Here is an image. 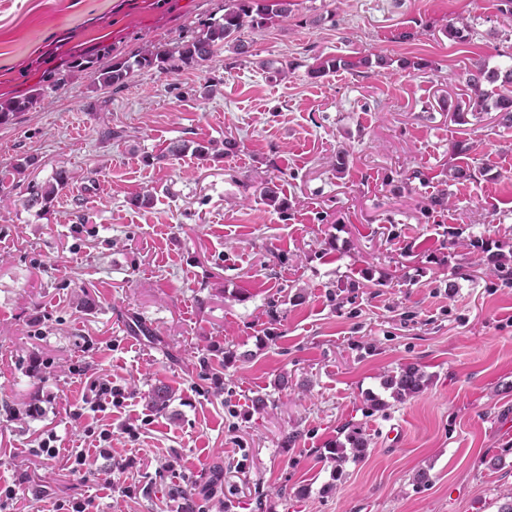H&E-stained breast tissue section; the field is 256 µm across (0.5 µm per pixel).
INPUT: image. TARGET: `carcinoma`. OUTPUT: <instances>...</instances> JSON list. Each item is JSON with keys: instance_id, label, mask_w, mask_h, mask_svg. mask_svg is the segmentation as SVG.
Listing matches in <instances>:
<instances>
[{"instance_id": "carcinoma-1", "label": "carcinoma", "mask_w": 512, "mask_h": 512, "mask_svg": "<svg viewBox=\"0 0 512 512\" xmlns=\"http://www.w3.org/2000/svg\"><path fill=\"white\" fill-rule=\"evenodd\" d=\"M288 16V0H224V14L219 18H208L201 22L200 28L190 36L181 38L172 46L164 49H147L139 54L133 62L107 69L97 67V60L80 54L73 57L71 67L89 72L104 87L119 88L126 82L131 71L156 70L160 73H175L184 68L207 61L213 53L227 46L238 55L249 53V43L244 40L245 32L260 27L265 21L274 17ZM498 74L488 73L478 67L469 73L467 86L474 92L469 101L471 111L476 113L495 109L500 112L501 124L512 127V69L505 72V88L491 91L482 89V83H495ZM40 93L36 92L26 98H9L0 100V123L11 120L17 113L29 109L37 102ZM71 177L67 170L55 172L52 180L38 184L28 182L22 191L21 201L24 208H45L54 198L69 188ZM260 201L281 211L287 204L282 190L268 187L260 196ZM425 386V373L415 365H407L396 374H389L383 381V387L391 390V395L398 401H404L418 394ZM148 405L152 408L162 407L171 399V392L165 385H158L148 393ZM348 433L345 442L326 449L327 459L334 463L333 474L336 480L344 476L345 464L362 460L367 453V440L359 425L347 424Z\"/></svg>"}]
</instances>
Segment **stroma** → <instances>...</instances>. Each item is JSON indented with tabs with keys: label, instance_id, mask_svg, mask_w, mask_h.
<instances>
[{
	"label": "stroma",
	"instance_id": "35a3bbf8",
	"mask_svg": "<svg viewBox=\"0 0 512 512\" xmlns=\"http://www.w3.org/2000/svg\"><path fill=\"white\" fill-rule=\"evenodd\" d=\"M289 8L234 69L224 48L115 90L72 56L125 62L224 0H0V99L39 96L0 125V172L72 175L45 209L0 207V482L33 477L18 512H53L72 485L102 512H175L190 485L194 512H498L512 492V128L494 110L453 117L474 65L512 66V18L501 0ZM319 56L352 65L315 77ZM282 61L278 79L266 65ZM227 138L232 155L191 152ZM178 140L187 152L157 161ZM459 140L468 178L448 155ZM282 171L283 213L259 199ZM441 193L449 208H432ZM408 364L425 386L392 400L383 376ZM91 375L126 400L73 421ZM161 383L173 398L150 408ZM371 394L389 406L369 417ZM349 423L369 447L336 483L320 451ZM105 424L113 455L142 465L75 485L63 458ZM47 430L61 459L30 453Z\"/></svg>",
	"mask_w": 512,
	"mask_h": 512
}]
</instances>
